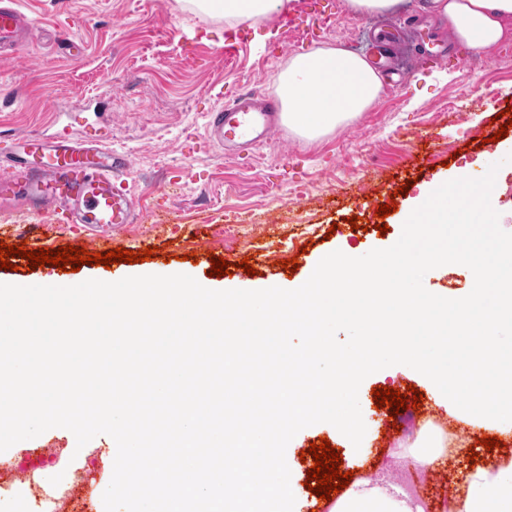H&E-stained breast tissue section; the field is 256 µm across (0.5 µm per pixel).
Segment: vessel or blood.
<instances>
[{"mask_svg":"<svg viewBox=\"0 0 512 512\" xmlns=\"http://www.w3.org/2000/svg\"><path fill=\"white\" fill-rule=\"evenodd\" d=\"M41 34L20 0H0V56L14 55L21 43L34 42ZM279 125L280 103L275 97L241 92L211 114L208 140L222 146L241 142L256 147ZM23 141L40 154L41 165L21 167L0 181V200L55 207L65 223L81 230L73 246L110 251L113 226L134 223L137 217V201L118 185L131 167L128 154L66 134L51 143L35 135L24 136Z\"/></svg>","mask_w":512,"mask_h":512,"instance_id":"b4317fda","label":"vessel or blood"}]
</instances>
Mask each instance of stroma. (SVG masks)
Returning <instances> with one entry per match:
<instances>
[{
  "mask_svg": "<svg viewBox=\"0 0 512 512\" xmlns=\"http://www.w3.org/2000/svg\"><path fill=\"white\" fill-rule=\"evenodd\" d=\"M23 10L49 39L30 44L17 57L0 59V157L15 139H47L66 132L92 138L127 152L131 169L126 184L141 204L135 223L115 228L116 246L142 253L152 243L150 260L127 265L130 273L179 270L201 276L199 263L215 255L233 263L232 274L210 277L217 288L290 286L310 277L327 254L343 249L367 253L394 245L420 189L461 177H476L498 164L494 206L503 230L512 232V133L492 141L512 106V36L485 55L461 49V62L430 60L441 44L452 43L444 19L429 0H401L379 17L349 15L344 0L328 6L318 38L304 37L279 21L254 24L255 39L235 56L225 57L229 26L193 12L187 0H21ZM388 23L399 24L402 55L409 62L404 87L383 88L367 112L351 124L307 143L289 129L272 134L252 152L225 155L204 138L205 115L223 107L240 89L273 93L274 80L289 56L324 46H339L373 57L371 35ZM83 43L81 58L60 53L53 36ZM481 106H474V99ZM456 112H449V104ZM434 148L421 167L405 159L423 135ZM352 185L366 194L394 198L395 213L377 219L361 202L345 197ZM362 226L352 229L349 219ZM388 226L379 234L377 222ZM195 224L205 234H191ZM29 233L41 248L66 243L74 228L57 221L54 211L21 204H0V226ZM178 237L172 250L168 237ZM262 256L255 275L238 264ZM297 258L290 272L280 260ZM415 386L423 395L420 411L390 416L376 408L372 390L379 386ZM363 405L368 420L363 448L347 447L331 424L299 431L286 448L295 461L294 512H329L305 485L308 464L302 450L328 438L340 451L342 471L374 477L388 469L420 495L429 512H453L466 491L471 448L484 432L451 418L439 406L427 378L406 366L391 374L365 378ZM428 424L452 443L434 471L404 467L401 455L416 441L409 423ZM75 438L66 432L42 434L18 442L17 462L0 467V491L21 486L37 501L53 493L54 512H94L108 486L101 452L109 436L87 444L84 467L75 468L68 450Z\"/></svg>",
  "mask_w": 512,
  "mask_h": 512,
  "instance_id": "1",
  "label": "stroma"
}]
</instances>
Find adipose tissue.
<instances>
[{"label":"adipose tissue","mask_w":512,"mask_h":512,"mask_svg":"<svg viewBox=\"0 0 512 512\" xmlns=\"http://www.w3.org/2000/svg\"><path fill=\"white\" fill-rule=\"evenodd\" d=\"M195 10L233 25L269 19L287 9L290 0H190ZM431 8L448 22L456 41L471 52L495 46L512 22V0H430ZM283 104L284 123L297 137L313 142L356 120L379 97V72L362 55L341 47H320L292 55L274 82ZM447 438L424 429L405 454L408 468H436ZM330 512H425L401 484L381 475L358 478L333 503ZM455 512H512V459L490 456L469 474L467 489Z\"/></svg>","instance_id":"adipose-tissue-1"}]
</instances>
